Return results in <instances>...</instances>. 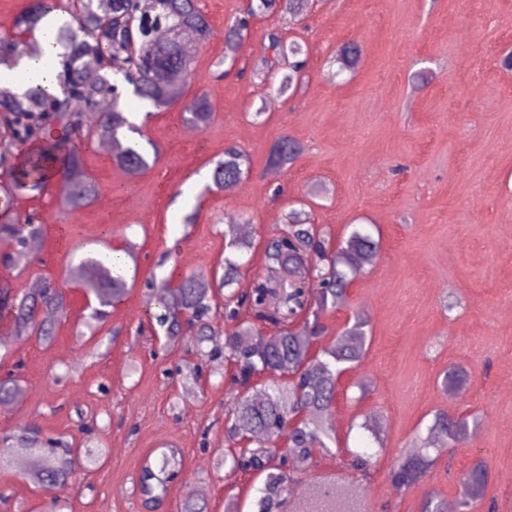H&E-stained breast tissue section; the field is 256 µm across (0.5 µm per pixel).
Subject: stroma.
<instances>
[{
  "mask_svg": "<svg viewBox=\"0 0 512 512\" xmlns=\"http://www.w3.org/2000/svg\"><path fill=\"white\" fill-rule=\"evenodd\" d=\"M199 3L216 36L197 46L186 95L208 98L210 125L185 136L182 106L173 104L143 127L158 158L137 178L92 141L84 160L99 194L90 205L67 210L51 187L16 203L19 216H37L47 233L38 257L0 264V278L21 292L34 281L55 283L68 315L42 345L12 341V321L0 316V336L9 339L0 375L24 379L22 400L0 410V437L28 424L76 446L90 435L106 460L76 470L51 494L18 464L0 466V512H52L58 503L62 512H182L193 493L207 512H224L231 495L240 512H254L261 479L224 463L225 412L237 388L205 363L201 386L186 396L181 377L197 362L196 338L184 331L169 350L147 311V283L211 278L231 220L248 225L253 243L234 284L247 292L268 239L301 201L332 243L359 224L380 241L376 265L351 283L347 305L321 315L313 347L332 345L355 314L366 315L369 345L338 380L331 422L355 449L366 437L354 421L377 416L384 450L364 475L348 470L342 453L321 455L300 488L333 475L338 486H360L369 512H420L432 495L460 500L462 475L480 457L490 468L484 502L512 512V70L501 65L512 51V0H307L298 17L253 18L230 69L224 28L248 0ZM270 32L306 47V82L293 96L273 86L288 61L268 49ZM352 41L361 48L357 68L337 74L332 60ZM285 136L303 150L275 172L269 150ZM230 147L250 157V175L229 190L195 191L187 209L196 221L185 226L174 210L184 186L210 174ZM129 241L139 259L135 283L107 321L88 329L71 254ZM452 365L470 379L447 392L440 382ZM439 411L477 419L475 435L396 489V459ZM160 448L179 449L183 476L150 502L138 477Z\"/></svg>",
  "mask_w": 512,
  "mask_h": 512,
  "instance_id": "35a3bbf8",
  "label": "stroma"
}]
</instances>
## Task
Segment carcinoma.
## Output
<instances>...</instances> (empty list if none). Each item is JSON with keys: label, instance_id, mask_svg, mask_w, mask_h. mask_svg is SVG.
Wrapping results in <instances>:
<instances>
[{"label": "carcinoma", "instance_id": "carcinoma-1", "mask_svg": "<svg viewBox=\"0 0 512 512\" xmlns=\"http://www.w3.org/2000/svg\"><path fill=\"white\" fill-rule=\"evenodd\" d=\"M304 2L250 0L247 17L224 29V62L235 64L249 34L250 18L279 10L298 17ZM59 12L69 14L72 23L57 27L54 33L63 52L51 85L35 84L21 93L0 86V238L13 243L18 257L39 253L45 228L29 215L21 220L13 214L17 196L42 194L49 179L58 175L74 187L65 202L67 208L85 207L97 197L98 186L84 162L86 141L107 136L119 167L134 171L150 167V156L142 144L120 135L123 128L131 127L121 101V85L132 86L140 102L158 111L183 102L184 119L201 129L213 116L205 95L185 99L192 59L183 50V40L170 37L173 30L190 37L196 33L210 36L213 28L198 0H157L151 13L143 16L135 11L131 0H30L17 25L35 34ZM159 30L168 34L166 40L156 39ZM267 38L268 48L275 55L294 59L278 78L276 88L278 94L289 95L305 77L306 51L296 39L287 42L277 33ZM14 45L15 41L0 36V63L20 62ZM359 56V46L354 43L337 53L338 72L353 71ZM87 59L97 61L99 66L93 82L85 79L83 66ZM105 101L112 103V109L97 113L94 128L87 129L86 136L81 134L89 111ZM300 152L296 141L283 138L271 149L269 163L291 164ZM250 171L249 157L229 149L215 162L211 182L204 190L231 189ZM289 216L291 223L267 245L270 273L257 278L248 293L222 294L236 281L241 272L240 258L251 248L249 240L233 237L225 246L217 288L196 276L184 277L174 286L162 280L148 301L155 308L150 317L164 329L167 342H175L190 329L197 336L198 354L213 361L219 352L206 351L203 344L212 341L219 330L218 318L224 313L236 322L233 331L224 333V360L234 366L232 382L243 388L244 394L226 413L224 436L229 445L243 436L251 437L253 444L244 450H229L224 463L265 475L263 486L257 489V512H279L282 501L292 493L294 477L288 467L311 470L317 466L318 455L338 444L329 415L339 377L365 355L367 320L356 315L336 344L322 348L313 358L310 350L321 335L320 313L344 306L353 278L374 265L379 256L378 242L362 225L353 227L333 250L330 239L309 223L310 213L305 208H293ZM76 268L81 271L87 297L97 303L90 319L105 320L107 308L121 302L129 291L124 273L106 266L92 250L79 257ZM49 310L56 317L66 312L65 296L54 285L47 283L37 291L19 292L0 279V313L12 317L18 340H50L55 322L46 316ZM261 324L271 325L275 331L265 335ZM468 377L465 369L450 366L441 386L451 391L461 387ZM22 389L17 378H0V406L21 396ZM467 434V420H455L445 412L436 414L426 436L397 462L392 474L394 485L401 489L418 481L433 461L430 452L441 454L448 444L466 439ZM282 435L287 438V447L280 454L277 448ZM0 447L1 460L25 457L30 462L26 477L39 485H64L76 465H95L105 455L99 444L88 442L75 448L61 437L43 436L31 425L1 437ZM181 466V454L172 448L147 459L140 477L141 494L154 500L163 498L170 478ZM488 478V465L480 458L462 475L471 489L467 500L450 503L429 496L421 512H465L481 499ZM293 512L368 509L363 498L353 492L339 495L336 480L320 477L312 491L297 497Z\"/></svg>", "mask_w": 512, "mask_h": 512}]
</instances>
